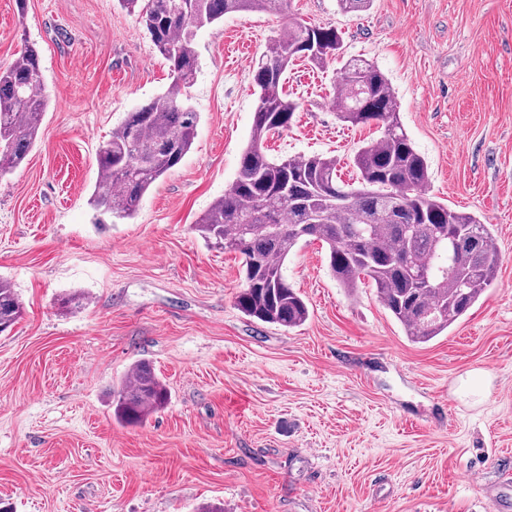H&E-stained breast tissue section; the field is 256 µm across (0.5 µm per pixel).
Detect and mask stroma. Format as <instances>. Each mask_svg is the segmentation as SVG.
<instances>
[{
	"mask_svg": "<svg viewBox=\"0 0 512 512\" xmlns=\"http://www.w3.org/2000/svg\"><path fill=\"white\" fill-rule=\"evenodd\" d=\"M291 11L387 75L430 192L493 224V284L448 332L415 343L370 283L341 288L311 239L285 269L307 321L246 317L239 255L193 226L237 175L252 75L281 19L231 13L198 30L191 151L134 219L99 225L96 150L166 90L168 64L118 0H0V67L36 48L49 95L25 163L0 177V278L22 304L0 333L5 512H512L500 480L512 469V0ZM340 79L339 63L294 61L284 89L299 108L266 146L335 157L351 183L357 148L380 129L338 119ZM73 294L83 305L61 311ZM144 360L169 400L120 425L113 392ZM478 374L488 390L459 393Z\"/></svg>",
	"mask_w": 512,
	"mask_h": 512,
	"instance_id": "1",
	"label": "stroma"
}]
</instances>
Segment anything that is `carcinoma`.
Instances as JSON below:
<instances>
[{"mask_svg":"<svg viewBox=\"0 0 512 512\" xmlns=\"http://www.w3.org/2000/svg\"><path fill=\"white\" fill-rule=\"evenodd\" d=\"M135 11L155 49L169 63L167 90L112 129L97 149L99 181L90 204L103 217L133 218L146 193L191 150L199 113L182 99L197 71L196 32L235 12H264L283 20L253 75L258 94L252 136L235 181L199 217L193 229L211 247L242 257L235 305L244 315L287 329L303 325L309 308L284 275L288 255L313 237L328 251L329 268L344 288L371 281L384 307L416 343L448 331L492 284L499 253L492 225L458 212L427 190L426 160L399 118L384 72L367 60L344 59L332 27L309 26L290 11L291 0H119ZM314 38L320 49L305 53ZM296 58L317 67L343 60L337 115L351 125L375 123L382 134L354 155L357 182L337 181L336 158L274 159L264 146L287 129L298 108L284 92V74ZM48 96L40 55L25 48L0 68V175L18 168L34 146ZM473 243L455 249L453 232ZM22 306L0 280V332L11 328ZM168 402V388L144 362L126 377L114 398L115 419L138 425Z\"/></svg>","mask_w":512,"mask_h":512,"instance_id":"carcinoma-1","label":"carcinoma"}]
</instances>
